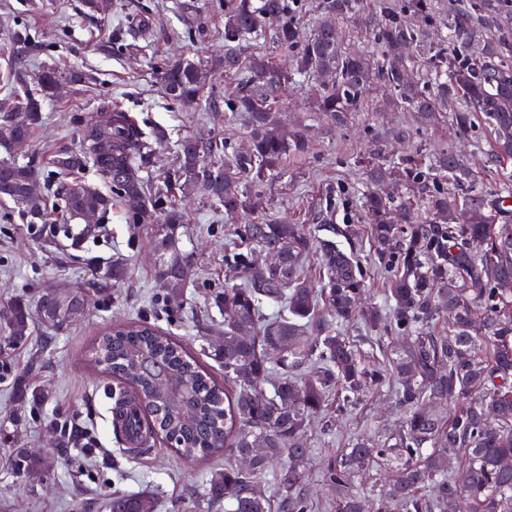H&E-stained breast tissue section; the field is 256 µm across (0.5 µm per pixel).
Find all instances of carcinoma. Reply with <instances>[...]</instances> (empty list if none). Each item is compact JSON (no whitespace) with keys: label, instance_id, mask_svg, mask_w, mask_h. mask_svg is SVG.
<instances>
[{"label":"carcinoma","instance_id":"cac0c4a2","mask_svg":"<svg viewBox=\"0 0 512 512\" xmlns=\"http://www.w3.org/2000/svg\"><path fill=\"white\" fill-rule=\"evenodd\" d=\"M511 1L472 0L469 9H454L452 38L463 43L481 38L480 21L490 14L507 16ZM377 8L385 17L381 27L371 30L383 49L380 63L342 50L337 40L336 20L357 12L359 0H327L324 18L305 40L288 18V0H225L224 37H256L274 24L278 46L295 52L296 73L331 75L330 82L317 88L319 110L339 125L360 109L374 84L384 83L396 92L395 104L408 107L428 125L444 118L465 135L473 119L483 117L497 135L489 163L512 160V42L491 37L482 57L471 61L450 59L439 50L428 57L427 81L420 83L410 78L411 58L403 53L418 43V30L389 0H377ZM217 65L236 77L227 105L246 114L250 148L218 161L214 156L224 151V144L187 138L167 181L183 194L205 192L231 218L250 205L239 183L264 181L288 158L307 156L310 145L299 130L282 133L272 113L273 96L291 74L263 57L246 59L236 52L224 54ZM203 67L189 59L163 64L166 95L183 106L198 104ZM36 79L39 94H26L15 110L0 114V147L7 152L42 123V101L77 76L48 68ZM83 138L87 149L54 156L60 179L51 185L53 193L72 219L105 213L110 198L73 177L92 154L117 196L138 199L128 222L150 226L159 257L157 276L165 289L162 301L174 308L195 280V263L178 247L183 213L161 206L144 190L137 158L149 142L124 112L108 113L85 127ZM369 179L396 182L408 194L425 191L427 181L433 182L427 215L406 228L391 223L392 201L374 192L364 196L373 238L383 246L401 239L396 260L384 266L394 301L389 312L359 306L360 262L331 239L319 244L327 282L318 298L304 274L311 236L263 217L256 224L233 226L235 235L253 248L224 254V261L242 273L243 284L207 293L208 306L224 314L223 340L214 351L224 367V382L146 317L98 338V361L112 378V428L118 437L141 452L160 440L186 461L221 452L235 459L209 473L211 509L222 505L224 512H273L258 482L286 457L288 469L278 478L279 512H311L303 490L305 430L325 411L330 393L349 405L364 391L388 384L404 412L399 425L377 444L362 438L327 460L324 485L336 512H512V224L497 223V216L512 213L507 206L512 177L505 176L492 194H466L464 188L477 175L455 153L441 152L425 169L411 159L378 163L369 169ZM40 180L36 166L3 161L0 199L12 200L32 218V192ZM261 253H272L277 260L261 263ZM124 275V264L114 259L95 288L47 289L34 304L14 299L0 308V348L26 345L35 317L56 328L78 320L107 292V282ZM320 300L329 318L316 322ZM270 303L285 304L288 315L267 316L264 307ZM443 316L444 325L435 327ZM355 318L406 334L389 365H366L357 346L341 335L338 325ZM137 355L148 356L153 369L132 368ZM156 371L175 375L184 385L191 422H183L177 408L156 396ZM1 381L14 391L16 423L28 405L48 399L7 359H0ZM255 448L260 455L250 468H241L238 460ZM11 457L20 478L43 480L45 458L29 446L13 444ZM377 459L390 466L392 478L367 505L354 489V478ZM154 508V498L144 494L114 498L109 504L111 512Z\"/></svg>","mask_w":512,"mask_h":512}]
</instances>
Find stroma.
Here are the masks:
<instances>
[{"instance_id":"stroma-1","label":"stroma","mask_w":512,"mask_h":512,"mask_svg":"<svg viewBox=\"0 0 512 512\" xmlns=\"http://www.w3.org/2000/svg\"><path fill=\"white\" fill-rule=\"evenodd\" d=\"M436 25H421L419 38L425 54L447 48L449 55L469 57L476 44L448 41L451 6L469 0H432ZM108 16L88 15L83 0H0V113L15 108L18 71L34 75L46 68L83 75V82L43 103V123L17 151L0 148V161L37 165L52 174V159L64 148L83 146V130L99 119L103 109L125 110L143 129L165 133L149 154L140 157L141 177L148 194L164 205L184 206L187 217L178 231L179 246L195 254L198 278L185 290L174 318L158 315L157 296L163 292L157 277L158 259L144 228L129 224V201L113 197L102 216L97 238H81V221L68 219L56 197H47L44 219L24 216L10 201L0 200V307L17 297L36 299L45 289L89 288L100 279L113 258H123L127 273L111 283L110 292L90 307L79 321L55 330L33 321L28 346L12 351L16 372L37 388L48 391V402L28 406L23 422L8 419L14 408L10 383H0V428L28 442L44 446L51 461L46 483L30 486L11 468L7 443L0 442V512H109L113 498L148 494L157 500L156 512H208L204 502L207 471L214 461L186 462L163 444L129 456L112 429L111 380L95 361L98 336L132 319L157 315L158 324L183 341L216 376L223 367L212 354L224 334V316L205 306L208 287L240 284L225 267L224 253L242 241L228 226L224 209L200 194L183 200L168 188L166 175L175 163L181 141L188 137L219 140L226 153L244 149L248 123L229 112L222 99L232 88L223 71H210L205 100L190 109L164 93L159 69L167 58L209 61L227 51L266 56L286 68L290 59L277 46L273 28L257 40L230 41L224 37L223 0H112ZM149 25L150 36L139 34ZM24 31L26 42L15 39ZM285 127L308 134L307 159L291 161L262 183L248 185L262 201L264 216L284 224L303 225L312 240L326 237L335 227L336 242L355 253L363 267L368 305L389 310L383 259L372 241L363 196L371 189L369 164L401 162L415 157L428 161L451 150L463 154L479 177L473 188L487 191L499 176L488 166L494 134L476 120L468 138H459L451 126L419 125L403 108L378 110L374 99L352 113L347 124L328 121L314 108V82L295 76L276 102ZM406 139L399 140L395 131ZM402 410L391 389L382 387L358 404H331L316 417L304 441L309 450L305 489L315 498V512H334L323 490L324 467L336 451L351 447L357 438L383 440L401 420ZM61 417L91 436L93 453L82 448L49 446V420Z\"/></svg>"}]
</instances>
